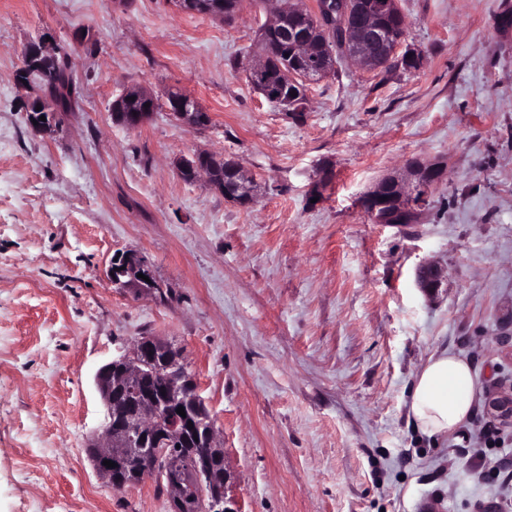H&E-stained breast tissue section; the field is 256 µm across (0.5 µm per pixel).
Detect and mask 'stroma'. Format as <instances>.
Returning a JSON list of instances; mask_svg holds the SVG:
<instances>
[{"mask_svg": "<svg viewBox=\"0 0 512 512\" xmlns=\"http://www.w3.org/2000/svg\"><path fill=\"white\" fill-rule=\"evenodd\" d=\"M399 7L418 67L338 59L296 121L247 78L263 0L229 24L167 0H0V512H170L157 479L113 489L87 452L106 421L95 373L144 336L183 349L239 512H512V427L485 409L512 384V0ZM44 39L80 88L49 136L16 82ZM132 86L160 101L135 129L112 114ZM171 88L206 128L170 116ZM200 150L246 166L258 199L182 180L176 159ZM416 157L447 164L429 208L372 223L361 196ZM129 249L163 295L108 283ZM429 262L448 275L430 294ZM442 350L475 392L433 439L410 391ZM446 279L443 268L436 263L424 264L417 271L419 287L428 293L440 288Z\"/></svg>", "mask_w": 512, "mask_h": 512, "instance_id": "obj_1", "label": "stroma"}]
</instances>
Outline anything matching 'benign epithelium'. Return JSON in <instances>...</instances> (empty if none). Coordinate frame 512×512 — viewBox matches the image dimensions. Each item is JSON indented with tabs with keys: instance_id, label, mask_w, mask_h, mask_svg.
<instances>
[{
	"instance_id": "1",
	"label": "benign epithelium",
	"mask_w": 512,
	"mask_h": 512,
	"mask_svg": "<svg viewBox=\"0 0 512 512\" xmlns=\"http://www.w3.org/2000/svg\"><path fill=\"white\" fill-rule=\"evenodd\" d=\"M377 10L394 14L397 26L378 20L365 3L355 0H340V6L324 3L313 10L288 6L270 12L268 24L263 31L276 29L288 35L299 49L310 51L308 40L315 32L325 37L324 50L329 57L334 56L332 47L333 32L338 30L346 35L355 36L353 46L357 51L350 58L357 61L366 70L371 69L373 48L385 44L400 46L404 36L403 16L397 7V0H383ZM170 114L180 124L198 128L204 115V108L194 97L180 93L173 101ZM445 167L439 162L413 160L402 169L380 177L360 199V206L374 224L384 223L383 213L393 208L401 214L418 213L427 201L433 188L442 180ZM259 184L247 168H236V195L252 204L256 201ZM151 276V270L142 256L134 250H125L112 257L107 277L116 288L134 292L159 291L161 284L156 280L146 282L137 274ZM446 275L436 263L422 265L417 271L419 287L430 293L441 287ZM151 349L155 354H165L175 350L165 339L153 336L137 342L133 350L101 367L96 374V385L104 401L107 417L104 425V442H93L91 455L98 476L110 485H116L113 476L132 457L153 458L156 463L141 475V479L160 476L166 479L167 494L172 512H238L235 501L228 496L231 473L224 469V485L217 487L208 495H196L197 490L212 482L209 468L195 462L187 464L183 457L168 455L160 448L150 447L133 438V433L151 434L156 437L170 435L176 430L183 432H203L205 445L204 457L214 456L225 459L224 448L217 436L213 417H202L188 428V422L177 413V408L187 406L184 382L177 380L172 388L161 395H144L134 405L132 414L125 420L117 419L112 407L127 395L142 380L143 367L146 366L145 351ZM489 409L506 424H512V385L496 391L488 401ZM111 460L117 466L108 468L103 461Z\"/></svg>"
}]
</instances>
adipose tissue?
<instances>
[{"mask_svg": "<svg viewBox=\"0 0 512 512\" xmlns=\"http://www.w3.org/2000/svg\"><path fill=\"white\" fill-rule=\"evenodd\" d=\"M474 396L469 362L442 351L431 354L418 372L410 396V413L424 434L454 431L468 417Z\"/></svg>", "mask_w": 512, "mask_h": 512, "instance_id": "adipose-tissue-1", "label": "adipose tissue"}]
</instances>
